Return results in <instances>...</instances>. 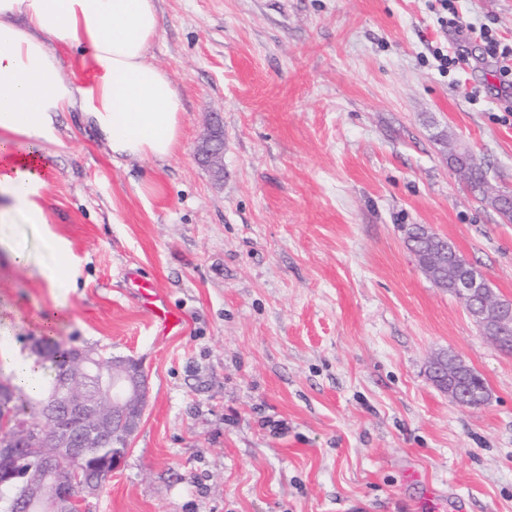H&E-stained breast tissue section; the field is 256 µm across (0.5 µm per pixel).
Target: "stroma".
<instances>
[{"mask_svg": "<svg viewBox=\"0 0 512 512\" xmlns=\"http://www.w3.org/2000/svg\"><path fill=\"white\" fill-rule=\"evenodd\" d=\"M512 42V0H460ZM148 59L182 97L169 159L113 162L78 112L46 144L55 291L37 231L0 223V349L32 348L62 304L71 346L140 360L149 403L86 512H512V353L422 272L421 224L512 299V220L448 164L468 149L512 192V90L483 43L428 0H158ZM464 51L441 73L430 53ZM218 120L224 176L197 147ZM30 259L14 264L8 246ZM155 283L184 333L158 339L125 277ZM453 354L479 407L430 379ZM430 2H437L440 6L436 8L434 4L430 5V9L437 15V23L442 29L446 31L454 30L455 32L463 31L462 17L459 15L458 9L455 6L456 0H431Z\"/></svg>", "mask_w": 512, "mask_h": 512, "instance_id": "35a3bbf8", "label": "stroma"}]
</instances>
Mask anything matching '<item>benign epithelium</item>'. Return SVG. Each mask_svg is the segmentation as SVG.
I'll return each instance as SVG.
<instances>
[{
    "label": "benign epithelium",
    "mask_w": 512,
    "mask_h": 512,
    "mask_svg": "<svg viewBox=\"0 0 512 512\" xmlns=\"http://www.w3.org/2000/svg\"><path fill=\"white\" fill-rule=\"evenodd\" d=\"M223 134L214 129L202 141L198 151L221 175L224 153ZM456 296L468 312L488 325L484 335L500 351L509 347L512 338L501 331L502 320L512 317V305L490 298L481 280H455ZM80 375L63 373L58 377L51 395L53 416L42 429L52 443L50 454L38 458L41 481H27L22 497L11 501L10 512H38L46 501L52 502L53 512H83L86 497L101 487L102 473L112 474L123 464L130 441L138 431L147 403L148 377L142 364L132 356L115 355L91 348L71 347ZM463 360L448 356V398L462 407H469L463 378ZM25 422L10 414L0 416V457H12L21 446L11 437L14 429ZM112 440L118 451L112 458L87 471L72 465L78 451Z\"/></svg>",
    "instance_id": "benign-epithelium-1"
}]
</instances>
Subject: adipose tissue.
I'll return each mask as SVG.
<instances>
[{"mask_svg":"<svg viewBox=\"0 0 512 512\" xmlns=\"http://www.w3.org/2000/svg\"><path fill=\"white\" fill-rule=\"evenodd\" d=\"M158 27L157 0H0V223L40 230L56 261L47 287H64L68 264L41 204L58 114L80 110L116 157L163 160L180 145L182 98L148 60ZM56 42L84 45L83 84L62 75Z\"/></svg>","mask_w":512,"mask_h":512,"instance_id":"1","label":"adipose tissue"}]
</instances>
